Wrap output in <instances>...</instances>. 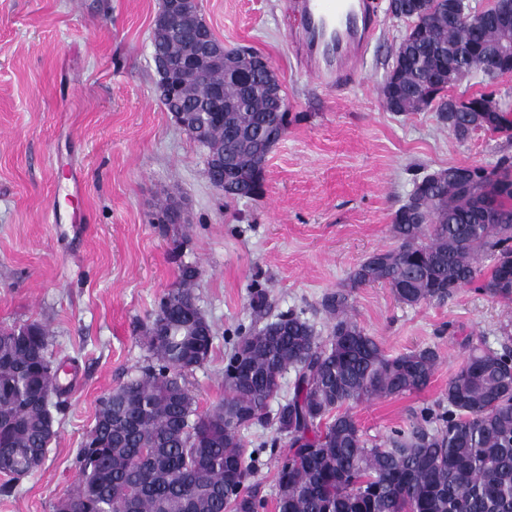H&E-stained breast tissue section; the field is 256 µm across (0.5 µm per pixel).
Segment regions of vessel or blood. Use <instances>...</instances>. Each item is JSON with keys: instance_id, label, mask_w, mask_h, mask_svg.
Returning a JSON list of instances; mask_svg holds the SVG:
<instances>
[{"instance_id": "b4317fda", "label": "vessel or blood", "mask_w": 512, "mask_h": 512, "mask_svg": "<svg viewBox=\"0 0 512 512\" xmlns=\"http://www.w3.org/2000/svg\"><path fill=\"white\" fill-rule=\"evenodd\" d=\"M297 67L319 86L348 89L365 71L380 15L377 0H286Z\"/></svg>"}]
</instances>
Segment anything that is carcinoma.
<instances>
[{
    "label": "carcinoma",
    "mask_w": 512,
    "mask_h": 512,
    "mask_svg": "<svg viewBox=\"0 0 512 512\" xmlns=\"http://www.w3.org/2000/svg\"><path fill=\"white\" fill-rule=\"evenodd\" d=\"M406 13L428 21L395 49L381 93L388 110H432L458 138L476 130L512 143V109L489 93L466 98L457 112L448 94V68L460 47L483 76L501 75L500 30L464 24L448 0H407ZM154 51L186 58L193 36L153 32ZM224 85V121L209 119L194 142L205 166L224 153L233 174L224 200L263 192L265 162L288 132L290 112L270 95L253 67L237 74L212 69L181 88L178 106L202 108L209 86ZM453 165L415 182L412 201L392 217L396 247L372 253L350 274L353 288L388 286L402 303L444 301L473 286L512 301V156L491 169L474 165L470 185ZM493 266L483 275L480 260ZM201 276L184 264L161 297L163 328H146L148 364L99 400L94 423L75 456L78 480L54 512H258L264 501L247 485L263 448L247 452L241 429L269 425L285 439L278 464L277 512H512V336L499 349L469 348L448 378L442 402L425 407L409 428L380 444L364 438L351 406L374 397L425 390L439 362L425 347L385 354L348 314L342 290L322 300L334 320L322 338L290 310L260 328L239 327L224 357V400L202 412L188 375L208 362L213 329L196 304ZM45 325H0V476L10 489L37 469L56 438L48 430L71 383L64 361L49 351ZM295 373L292 393L277 409L284 373Z\"/></svg>",
    "instance_id": "cac0c4a2"
}]
</instances>
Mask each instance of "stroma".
I'll use <instances>...</instances> for the list:
<instances>
[{
  "instance_id": "obj_1",
  "label": "stroma",
  "mask_w": 512,
  "mask_h": 512,
  "mask_svg": "<svg viewBox=\"0 0 512 512\" xmlns=\"http://www.w3.org/2000/svg\"><path fill=\"white\" fill-rule=\"evenodd\" d=\"M379 2L364 76L331 93L294 67L284 0H200L225 46L269 58L297 117L267 159L263 197L228 203L205 177V149L155 93L162 0H0V324H45L55 359L77 367L43 464L0 493V512H53L76 484L98 401L145 365L143 329L182 263L201 271L194 295L215 334L209 362L188 378L203 411L224 398V353L255 321V287L268 293L265 321L295 310L329 336L321 302L344 290L386 354L438 350L425 390L354 405L372 438L437 404L468 343L500 348L512 303L464 288L410 306L390 288L349 285L360 262L394 247L391 218L415 181L512 156L499 135L461 140L434 112L386 109L380 88L411 22ZM168 198L184 223H154Z\"/></svg>"
}]
</instances>
